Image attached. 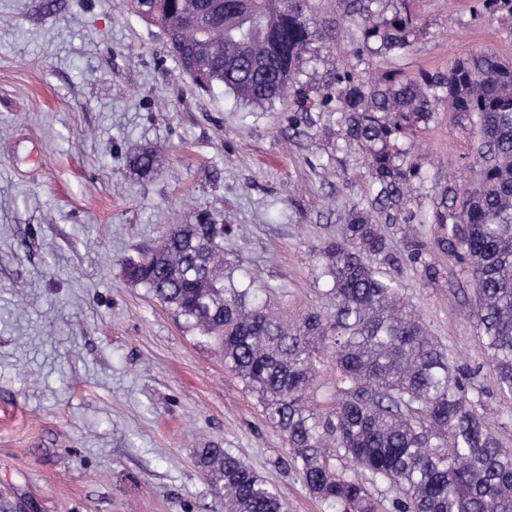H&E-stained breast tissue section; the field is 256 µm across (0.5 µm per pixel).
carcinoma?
I'll use <instances>...</instances> for the list:
<instances>
[{
  "mask_svg": "<svg viewBox=\"0 0 512 512\" xmlns=\"http://www.w3.org/2000/svg\"><path fill=\"white\" fill-rule=\"evenodd\" d=\"M141 20L171 32L173 55L195 56L200 87L222 84L244 106L297 108L288 126L308 133L312 112L336 117V141L367 168L368 194L349 208L341 232L320 247L319 277L333 304L286 320L260 301L254 278L224 273V231L215 217L173 224L126 277L175 309L187 327L224 351L225 365L257 392L269 420L285 432L294 464L316 498L342 512H376L356 477L398 492L396 512H512V449L500 445L481 408L466 393L447 350L383 270L393 261L384 224H435L442 249L462 264L474 296L473 319L499 393L512 398V61L493 51L458 56L446 71L408 75L418 27L414 0H125ZM512 17V0H475L473 18ZM349 39L357 58L383 55L371 80L340 64L317 87L298 76L315 43L331 49ZM466 125L476 143V169L464 188L450 183L423 193L421 168L405 145L439 111ZM143 176L156 155L132 158ZM430 197V204L422 203ZM420 281L440 269L419 241L407 242ZM336 362V402L324 413L307 407L319 389L317 363ZM225 512H285L276 489L229 448L195 453Z\"/></svg>",
  "mask_w": 512,
  "mask_h": 512,
  "instance_id": "cac0c4a2",
  "label": "carcinoma"
}]
</instances>
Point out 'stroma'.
<instances>
[{"label": "stroma", "instance_id": "35a3bbf8", "mask_svg": "<svg viewBox=\"0 0 512 512\" xmlns=\"http://www.w3.org/2000/svg\"><path fill=\"white\" fill-rule=\"evenodd\" d=\"M475 0H417L409 71L447 70L512 36L472 20ZM288 106L243 107L196 89L163 31L121 0H0V512H224L193 453L233 452L276 487L286 512H331L305 487L258 395L173 308L124 276L170 224L223 217L224 264L252 271L288 314L327 309L321 244L368 192L326 113L309 134ZM152 146L160 167L128 162ZM426 189L469 152L446 112L409 145ZM389 275L480 389L504 447L500 395L457 258L433 224H389ZM440 267L420 281L410 236Z\"/></svg>", "mask_w": 512, "mask_h": 512}]
</instances>
